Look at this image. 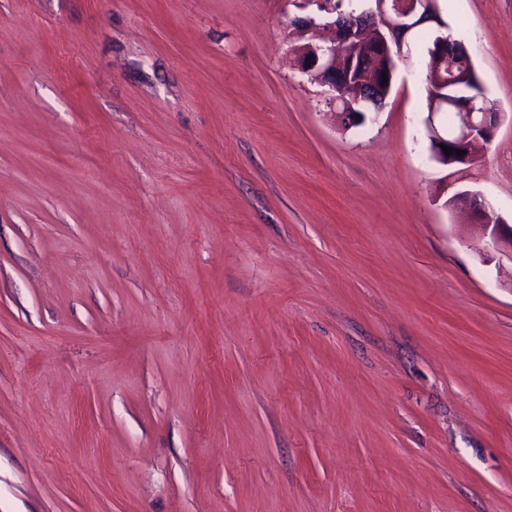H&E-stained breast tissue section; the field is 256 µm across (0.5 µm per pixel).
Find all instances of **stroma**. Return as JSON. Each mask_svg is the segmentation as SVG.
<instances>
[{"label": "stroma", "instance_id": "stroma-1", "mask_svg": "<svg viewBox=\"0 0 512 512\" xmlns=\"http://www.w3.org/2000/svg\"><path fill=\"white\" fill-rule=\"evenodd\" d=\"M509 114L365 125L296 0H0V512H512V0H438ZM457 199L469 202V211H466L465 218L468 222L478 223L484 230L486 247H491L496 251L506 252L512 258V225L504 224L501 218L495 213L492 205L480 194L472 191H463L457 194ZM469 199V201H468Z\"/></svg>", "mask_w": 512, "mask_h": 512}]
</instances>
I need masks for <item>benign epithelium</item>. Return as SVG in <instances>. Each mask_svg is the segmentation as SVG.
I'll return each instance as SVG.
<instances>
[{"mask_svg":"<svg viewBox=\"0 0 512 512\" xmlns=\"http://www.w3.org/2000/svg\"><path fill=\"white\" fill-rule=\"evenodd\" d=\"M302 2L317 5L325 13V21L318 23L312 16L290 20V25L301 32L311 33L310 40L293 49L294 60L310 80L328 88L326 104L344 128L353 127L350 115L354 111L374 108L377 97L385 99L390 94L396 76L395 56L401 52L413 22L437 21L431 0H374L376 10L363 11L356 17L336 13L334 0ZM474 70L470 62L455 69L448 64V52L442 48L431 66V77L442 87L426 123L429 140L433 141L432 156L438 162L447 157L454 165L473 163L506 118V113L496 105L489 106L485 99L478 108L474 99L444 94L450 85L466 88ZM385 76L386 84L382 83ZM447 108L457 111L456 124L449 132L435 123L436 114ZM445 146L452 151L445 153ZM458 150L463 151L460 157ZM458 198L469 201L465 218L480 224L486 246L512 256V225L504 223L479 193L463 191Z\"/></svg>","mask_w":512,"mask_h":512,"instance_id":"7a95c632","label":"benign epithelium"}]
</instances>
